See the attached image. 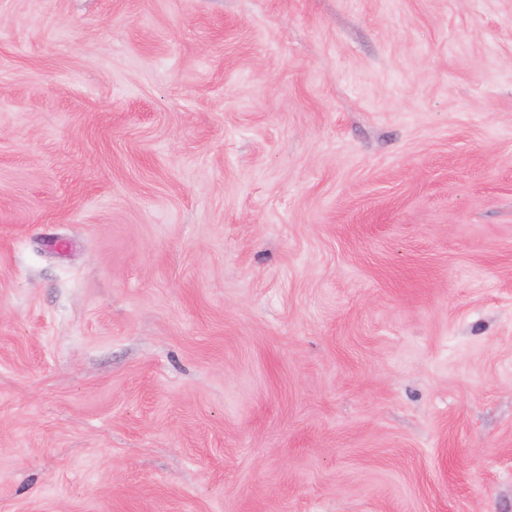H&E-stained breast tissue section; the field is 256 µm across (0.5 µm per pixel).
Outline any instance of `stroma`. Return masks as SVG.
I'll list each match as a JSON object with an SVG mask.
<instances>
[{
  "instance_id": "35a3bbf8",
  "label": "stroma",
  "mask_w": 512,
  "mask_h": 512,
  "mask_svg": "<svg viewBox=\"0 0 512 512\" xmlns=\"http://www.w3.org/2000/svg\"><path fill=\"white\" fill-rule=\"evenodd\" d=\"M0 512H512V0H0Z\"/></svg>"
}]
</instances>
